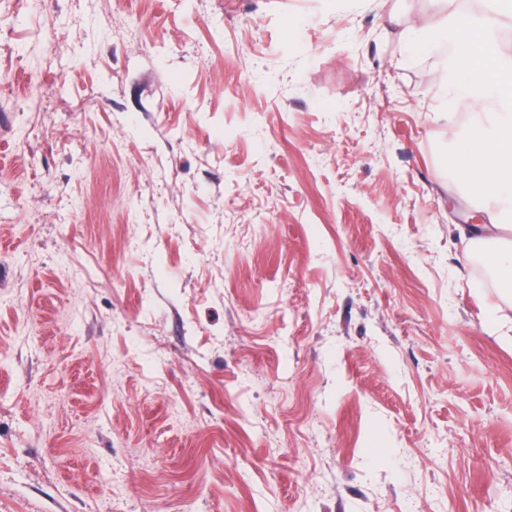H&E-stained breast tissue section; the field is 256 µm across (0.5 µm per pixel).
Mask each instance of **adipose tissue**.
<instances>
[{
  "label": "adipose tissue",
  "mask_w": 512,
  "mask_h": 512,
  "mask_svg": "<svg viewBox=\"0 0 512 512\" xmlns=\"http://www.w3.org/2000/svg\"><path fill=\"white\" fill-rule=\"evenodd\" d=\"M502 12L493 9L481 17H457L454 37L417 24L403 31L409 48L451 40L448 80L442 95L448 107L466 104L469 129L455 159L468 182L482 199L485 224H453L454 235L466 237L476 253L485 257L503 291L512 290V56L493 47L490 35L501 23Z\"/></svg>",
  "instance_id": "adipose-tissue-1"
}]
</instances>
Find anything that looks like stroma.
I'll return each instance as SVG.
<instances>
[{
	"label": "stroma",
	"mask_w": 512,
	"mask_h": 512,
	"mask_svg": "<svg viewBox=\"0 0 512 512\" xmlns=\"http://www.w3.org/2000/svg\"><path fill=\"white\" fill-rule=\"evenodd\" d=\"M461 11L0 0V512H512ZM401 37L413 51L417 47L428 46L439 41H447L448 33L436 31L423 24H416L401 33Z\"/></svg>",
	"instance_id": "stroma-1"
}]
</instances>
